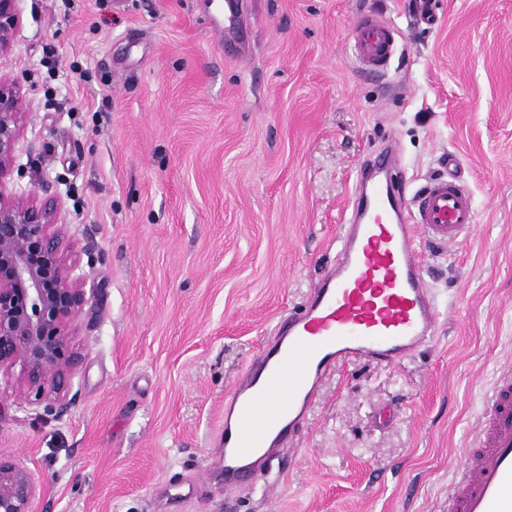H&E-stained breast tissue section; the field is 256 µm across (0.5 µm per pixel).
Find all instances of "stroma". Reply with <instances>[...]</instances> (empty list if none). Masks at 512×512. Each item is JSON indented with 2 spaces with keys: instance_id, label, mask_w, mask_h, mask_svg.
Instances as JSON below:
<instances>
[{
  "instance_id": "1",
  "label": "stroma",
  "mask_w": 512,
  "mask_h": 512,
  "mask_svg": "<svg viewBox=\"0 0 512 512\" xmlns=\"http://www.w3.org/2000/svg\"><path fill=\"white\" fill-rule=\"evenodd\" d=\"M241 0L246 55L204 0H21L0 74L27 112L10 188L60 197L96 297L74 402L0 377V455L33 512H448V485L512 361V0ZM396 29L373 75L356 19ZM394 153L405 199L453 171L477 221L422 242L436 340L354 357L322 383L281 466L225 494L224 401L337 257L363 167Z\"/></svg>"
}]
</instances>
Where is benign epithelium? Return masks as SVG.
Here are the masks:
<instances>
[{"mask_svg":"<svg viewBox=\"0 0 512 512\" xmlns=\"http://www.w3.org/2000/svg\"><path fill=\"white\" fill-rule=\"evenodd\" d=\"M19 0H0V51L19 21ZM26 112L16 82L0 76V374L18 372L23 402L49 413L70 404L80 354L73 342L94 289L60 223L56 197L7 187ZM33 474L0 457V512H31Z\"/></svg>","mask_w":512,"mask_h":512,"instance_id":"obj_1","label":"benign epithelium"}]
</instances>
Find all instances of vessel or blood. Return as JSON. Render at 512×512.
Instances as JSON below:
<instances>
[{
	"label": "vessel or blood",
	"mask_w": 512,
	"mask_h": 512,
	"mask_svg": "<svg viewBox=\"0 0 512 512\" xmlns=\"http://www.w3.org/2000/svg\"><path fill=\"white\" fill-rule=\"evenodd\" d=\"M207 7L211 29L241 43L246 24L239 0H209ZM393 50L389 22L358 20L353 51L361 64L385 69ZM474 222L471 193L453 175L432 178L408 205L382 182L362 188L355 219L340 236L338 261L224 403L225 491L271 467L306 419L322 380L349 358L398 362L434 342L438 312L417 239L455 242ZM458 474L448 512H512L511 363L498 370Z\"/></svg>",
	"instance_id": "b4317fda"
}]
</instances>
